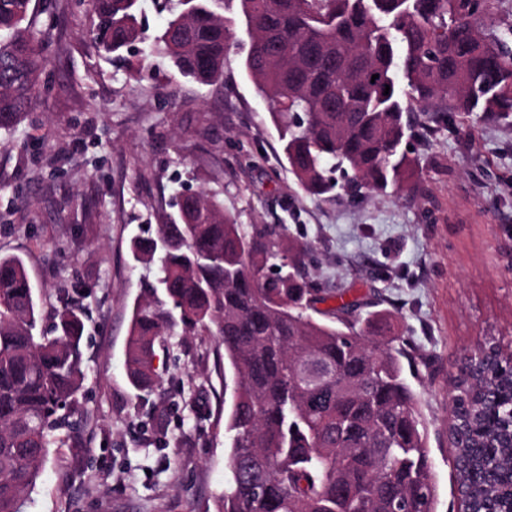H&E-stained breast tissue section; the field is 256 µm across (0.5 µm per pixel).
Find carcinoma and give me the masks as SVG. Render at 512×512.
Wrapping results in <instances>:
<instances>
[{"mask_svg":"<svg viewBox=\"0 0 512 512\" xmlns=\"http://www.w3.org/2000/svg\"><path fill=\"white\" fill-rule=\"evenodd\" d=\"M178 2L160 3L168 17L140 65L167 58L215 84L233 25L212 0ZM218 2L243 17L245 70L313 197L340 177L352 196L411 186L413 113L433 104L438 126L475 112L512 118V50L487 33L495 0ZM30 4L0 0V130L18 129L38 103L49 62ZM89 6L104 52L145 41L139 0ZM178 207L176 221L133 245L134 259L158 264L133 308L125 366L146 395L158 383L155 348L177 325L221 339L234 380L216 512H433L427 428L403 369L412 357L390 315L316 287L306 244L288 247V271L267 276L281 253L276 229L237 223L215 196L185 195ZM59 302L48 334L24 260L0 254V512H24L50 450L78 437L84 323L66 283ZM461 364L448 425L461 512H512V343L490 338Z\"/></svg>","mask_w":512,"mask_h":512,"instance_id":"cac0c4a2","label":"carcinoma"}]
</instances>
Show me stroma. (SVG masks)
<instances>
[{
  "label": "stroma",
  "mask_w": 512,
  "mask_h": 512,
  "mask_svg": "<svg viewBox=\"0 0 512 512\" xmlns=\"http://www.w3.org/2000/svg\"><path fill=\"white\" fill-rule=\"evenodd\" d=\"M40 104L0 133V254L24 258L44 326L61 280L85 313L78 442L52 449L27 512H215L224 488V347L199 331L156 348L160 383L137 397L125 370L131 309L149 276L131 242L215 194L242 224L307 243L310 280L390 310L414 352L405 374L426 422L435 512H458L449 390L465 350L512 341V119L408 140L414 192L314 198L288 171L237 26L224 76L202 85L167 60L105 54L87 0H52Z\"/></svg>",
  "instance_id": "35a3bbf8"
}]
</instances>
